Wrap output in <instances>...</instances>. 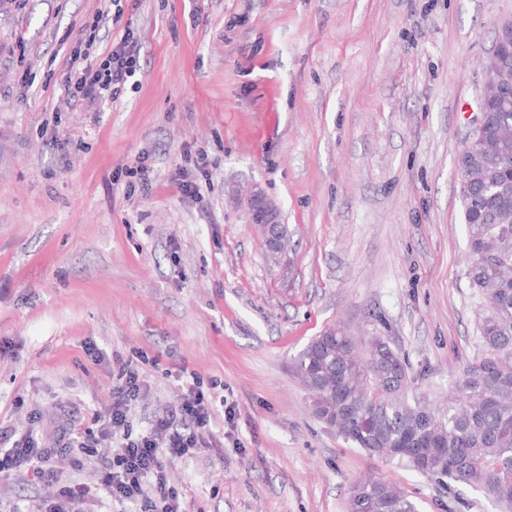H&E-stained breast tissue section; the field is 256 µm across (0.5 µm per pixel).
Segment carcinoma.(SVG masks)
I'll list each match as a JSON object with an SVG mask.
<instances>
[{"label":"carcinoma","instance_id":"obj_1","mask_svg":"<svg viewBox=\"0 0 512 512\" xmlns=\"http://www.w3.org/2000/svg\"><path fill=\"white\" fill-rule=\"evenodd\" d=\"M469 168L499 185L464 194L470 275L488 312L479 324L484 352L463 369L434 407L408 395L411 378L398 350L376 338L367 359L329 328L297 355L293 370L320 420L355 446L419 473L480 486L512 508V112H494L484 147L465 151ZM350 512H417L396 486L369 478L351 486Z\"/></svg>","mask_w":512,"mask_h":512}]
</instances>
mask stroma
I'll return each mask as SVG.
<instances>
[{
    "label": "stroma",
    "mask_w": 512,
    "mask_h": 512,
    "mask_svg": "<svg viewBox=\"0 0 512 512\" xmlns=\"http://www.w3.org/2000/svg\"><path fill=\"white\" fill-rule=\"evenodd\" d=\"M121 4L100 47L133 33L135 82L71 106L58 81L104 0H0V426L35 410L55 442L130 363L137 436L185 370L216 405L210 447L168 464L182 512H347L369 477L419 512H506L347 442L292 363L335 325L363 351L381 336L441 400L481 355L458 155L512 0ZM253 184L282 212L283 263L229 200ZM56 492L23 473L0 505Z\"/></svg>",
    "instance_id": "1"
}]
</instances>
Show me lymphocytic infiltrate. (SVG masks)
<instances>
[{"label":"lymphocytic infiltrate","mask_w":512,"mask_h":512,"mask_svg":"<svg viewBox=\"0 0 512 512\" xmlns=\"http://www.w3.org/2000/svg\"><path fill=\"white\" fill-rule=\"evenodd\" d=\"M136 57L128 37H121L101 62H94L87 50H77L66 62L61 89L69 104L79 105L101 99L117 100L125 84L134 76ZM120 383L106 411L92 413L86 425L70 428L52 445L45 444L34 430L16 434L0 427V478L21 471L37 478H53L48 466L52 456L81 448L99 456L102 471L95 485L63 484L53 501L41 504V512H85L86 503L103 493L111 498L136 502L152 485L153 512H177L176 496L168 486V460L206 447L211 432L212 398L197 380L183 381L184 394L177 409L157 417L140 437L128 432V406L144 388V379L133 365L119 372Z\"/></svg>","instance_id":"lymphocytic-infiltrate-1"}]
</instances>
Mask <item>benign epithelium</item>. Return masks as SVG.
Masks as SVG:
<instances>
[{
  "instance_id": "1",
  "label": "benign epithelium",
  "mask_w": 512,
  "mask_h": 512,
  "mask_svg": "<svg viewBox=\"0 0 512 512\" xmlns=\"http://www.w3.org/2000/svg\"><path fill=\"white\" fill-rule=\"evenodd\" d=\"M483 76L484 93L465 144L467 148L475 146L479 140L484 113L512 104V20L498 26L492 51L484 64ZM247 215L250 223L265 230V247L284 249L285 240L271 233L273 225L282 223L280 208L258 186L253 187L247 195Z\"/></svg>"
}]
</instances>
